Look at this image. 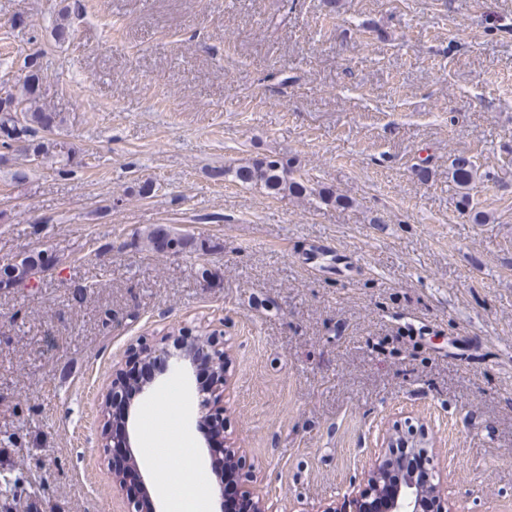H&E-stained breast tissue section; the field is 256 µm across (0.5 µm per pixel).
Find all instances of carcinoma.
Masks as SVG:
<instances>
[{
	"instance_id": "cac0c4a2",
	"label": "carcinoma",
	"mask_w": 512,
	"mask_h": 512,
	"mask_svg": "<svg viewBox=\"0 0 512 512\" xmlns=\"http://www.w3.org/2000/svg\"><path fill=\"white\" fill-rule=\"evenodd\" d=\"M42 87V68H28L21 84L5 86L7 99H0V146L9 148L14 142L27 143L26 152L42 163L48 159L70 160L71 147L61 141L34 142L36 132L49 130L57 124V115L48 111L44 103ZM232 175L235 180L258 186L273 198H300L312 193L311 188L293 176L288 163L279 158L263 160L242 165L234 170L217 172V175ZM453 181L461 189L467 188L476 175V169L470 158L459 155L451 161ZM139 244L156 252H165L173 246L181 250L198 249V241L190 235L177 234L171 229L157 226L138 235ZM321 259L322 268L336 269V256L328 254L319 246H313L306 252L304 260ZM44 263V251L27 253L20 264L12 269L0 271V286L26 279L30 271ZM31 485V481L14 468L0 466V500L8 512H13L18 491L22 485Z\"/></svg>"
}]
</instances>
